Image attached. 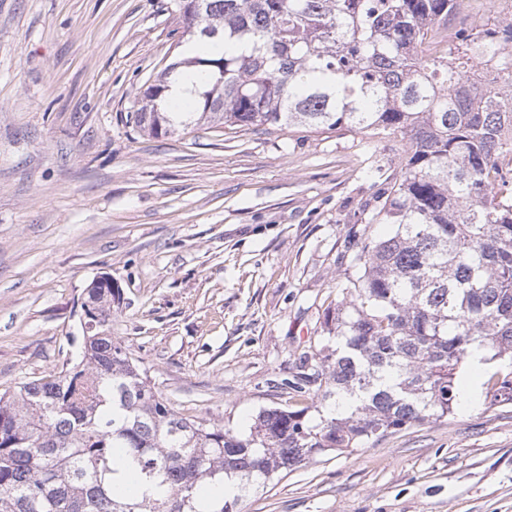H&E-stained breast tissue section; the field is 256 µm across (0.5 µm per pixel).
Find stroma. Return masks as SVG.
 I'll list each match as a JSON object with an SVG mask.
<instances>
[{
	"instance_id": "1",
	"label": "stroma",
	"mask_w": 512,
	"mask_h": 512,
	"mask_svg": "<svg viewBox=\"0 0 512 512\" xmlns=\"http://www.w3.org/2000/svg\"><path fill=\"white\" fill-rule=\"evenodd\" d=\"M186 39L177 0H0V393L75 358L90 283L174 412L247 432L356 269L396 136L128 123ZM237 512H512V405L322 455Z\"/></svg>"
}]
</instances>
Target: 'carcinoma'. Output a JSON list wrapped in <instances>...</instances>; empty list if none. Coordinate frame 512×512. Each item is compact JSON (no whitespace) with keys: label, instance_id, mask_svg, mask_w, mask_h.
Returning <instances> with one entry per match:
<instances>
[{"label":"carcinoma","instance_id":"carcinoma-1","mask_svg":"<svg viewBox=\"0 0 512 512\" xmlns=\"http://www.w3.org/2000/svg\"><path fill=\"white\" fill-rule=\"evenodd\" d=\"M179 0L187 41L224 54L184 55L149 85L134 125L172 135L195 113L229 130L377 131L408 148L374 197L380 240L353 242L360 275L341 289L327 335L291 383L310 403L262 409L249 432L178 416L112 342V288L87 289L93 329L69 368L0 395V512H203L216 480L238 502L316 456L344 453L450 415L457 369L474 343L494 369L490 407L512 404V21L459 33L443 65L421 46L461 0ZM494 52L493 89L467 73ZM185 69L200 76L196 112L165 101ZM125 465L139 494L117 496Z\"/></svg>","mask_w":512,"mask_h":512}]
</instances>
